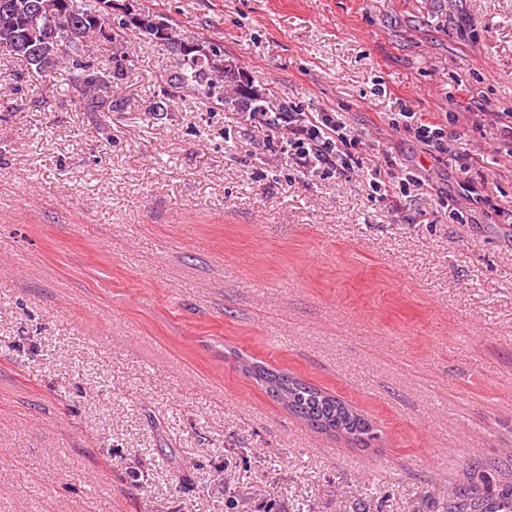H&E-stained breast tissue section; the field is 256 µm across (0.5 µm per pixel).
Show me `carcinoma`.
Here are the masks:
<instances>
[{
    "label": "carcinoma",
    "instance_id": "obj_1",
    "mask_svg": "<svg viewBox=\"0 0 512 512\" xmlns=\"http://www.w3.org/2000/svg\"><path fill=\"white\" fill-rule=\"evenodd\" d=\"M102 2L0 0V45L24 64L22 72L12 76L10 88L19 91L22 82L37 85L51 80L63 59L71 101L87 112H120L124 103L112 94V88L131 72L129 45L139 40L165 46L176 56V70L163 79L169 87L202 94L229 111H266V89L244 80L239 69L224 58L223 47L211 45L210 55L199 59L192 43L180 38L167 18L139 12L114 22L102 14ZM93 38L115 47L109 67L100 68L89 59L87 43ZM238 363L304 423L360 442L374 438L371 423L341 398L261 362L240 356Z\"/></svg>",
    "mask_w": 512,
    "mask_h": 512
}]
</instances>
